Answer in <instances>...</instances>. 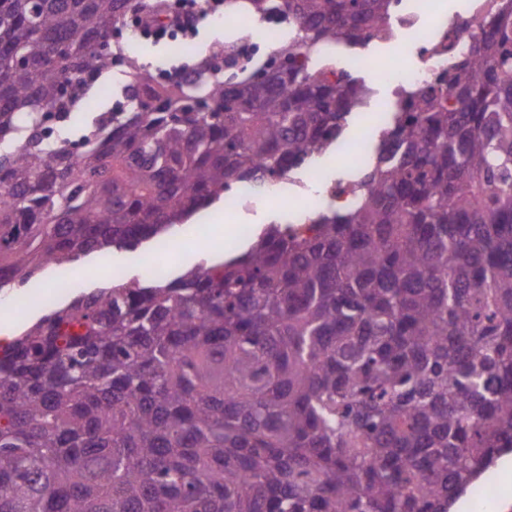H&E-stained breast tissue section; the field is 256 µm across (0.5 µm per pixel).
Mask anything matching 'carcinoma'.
<instances>
[{
  "mask_svg": "<svg viewBox=\"0 0 512 512\" xmlns=\"http://www.w3.org/2000/svg\"><path fill=\"white\" fill-rule=\"evenodd\" d=\"M245 2L290 24L266 61L161 85L112 43L151 0H0V288L329 151L369 89L319 60L393 0ZM115 66L127 108L82 111ZM378 127L307 232L119 278L0 350V512H449L512 453V0Z\"/></svg>",
  "mask_w": 512,
  "mask_h": 512,
  "instance_id": "1",
  "label": "carcinoma"
}]
</instances>
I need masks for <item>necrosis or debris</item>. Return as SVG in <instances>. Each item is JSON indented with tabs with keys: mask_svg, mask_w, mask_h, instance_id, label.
Listing matches in <instances>:
<instances>
[{
	"mask_svg": "<svg viewBox=\"0 0 512 512\" xmlns=\"http://www.w3.org/2000/svg\"><path fill=\"white\" fill-rule=\"evenodd\" d=\"M499 0H463L460 10L442 11L437 0H397L388 28L373 41L400 57L402 66L385 69L377 55L360 53L350 68L370 75L374 81L390 85L395 99H402L414 87L431 81L448 59L458 54L480 35L478 19Z\"/></svg>",
	"mask_w": 512,
	"mask_h": 512,
	"instance_id": "obj_1",
	"label": "necrosis or debris"
}]
</instances>
